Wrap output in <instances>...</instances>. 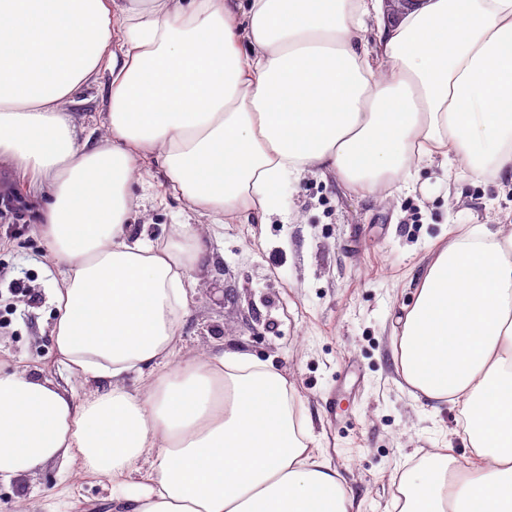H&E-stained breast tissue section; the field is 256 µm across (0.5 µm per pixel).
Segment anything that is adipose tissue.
<instances>
[{
  "label": "adipose tissue",
  "mask_w": 512,
  "mask_h": 512,
  "mask_svg": "<svg viewBox=\"0 0 512 512\" xmlns=\"http://www.w3.org/2000/svg\"><path fill=\"white\" fill-rule=\"evenodd\" d=\"M109 69L104 138L74 93ZM45 197L51 341L82 398L0 365V484L80 468L122 512H361L250 357H170L211 257L189 225L132 234L142 159L190 209L280 213L284 184L333 174L382 199L459 160L512 177V0H0V157ZM397 338L419 399L460 406L470 449L423 457L394 512H512V229L446 233ZM149 370L143 392L124 385Z\"/></svg>",
  "instance_id": "1"
}]
</instances>
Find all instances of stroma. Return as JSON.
Wrapping results in <instances>:
<instances>
[{
	"label": "stroma",
	"mask_w": 512,
	"mask_h": 512,
	"mask_svg": "<svg viewBox=\"0 0 512 512\" xmlns=\"http://www.w3.org/2000/svg\"><path fill=\"white\" fill-rule=\"evenodd\" d=\"M108 79L82 87L69 110L92 131L104 117ZM150 199L131 220L134 234L155 238L163 226L190 222L216 262L190 299L182 354L245 353L284 374L299 413L333 466L347 477L362 512H388L395 483L433 449L452 443L468 456L459 407H431L403 385L394 359L395 327L412 302L427 246L458 224H511L512 182L464 181L449 192L439 166L380 202L335 177L306 175L286 184L281 216L267 224L225 217L223 225L190 215L168 189L164 169L145 161ZM16 188L0 203V361L60 381L52 349L47 290L53 264L35 232L42 197L12 161L0 183ZM25 290H13L12 281ZM47 464L37 476L0 486V512H112V486L72 469L59 478Z\"/></svg>",
	"instance_id": "1"
}]
</instances>
